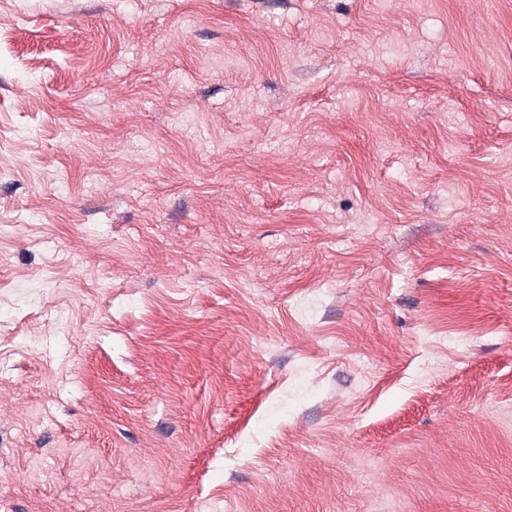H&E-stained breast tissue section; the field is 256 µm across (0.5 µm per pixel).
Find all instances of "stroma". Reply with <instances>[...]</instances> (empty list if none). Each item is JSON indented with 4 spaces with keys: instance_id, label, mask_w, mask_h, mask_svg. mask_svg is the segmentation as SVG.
I'll return each mask as SVG.
<instances>
[{
    "instance_id": "35a3bbf8",
    "label": "stroma",
    "mask_w": 512,
    "mask_h": 512,
    "mask_svg": "<svg viewBox=\"0 0 512 512\" xmlns=\"http://www.w3.org/2000/svg\"><path fill=\"white\" fill-rule=\"evenodd\" d=\"M512 512V0H0V512Z\"/></svg>"
}]
</instances>
